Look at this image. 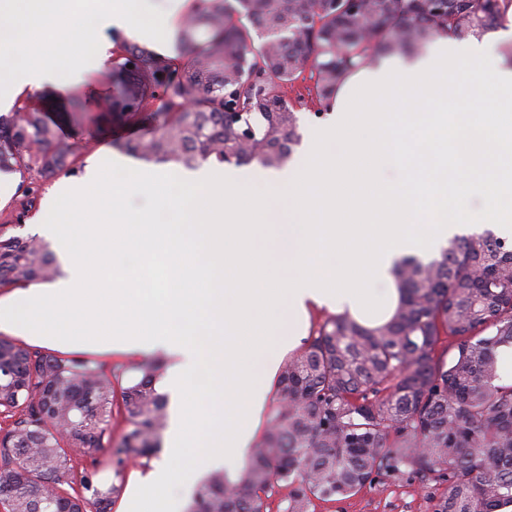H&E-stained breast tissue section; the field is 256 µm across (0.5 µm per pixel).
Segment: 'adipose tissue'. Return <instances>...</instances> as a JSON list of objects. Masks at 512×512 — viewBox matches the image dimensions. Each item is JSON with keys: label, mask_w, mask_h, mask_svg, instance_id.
<instances>
[{"label": "adipose tissue", "mask_w": 512, "mask_h": 512, "mask_svg": "<svg viewBox=\"0 0 512 512\" xmlns=\"http://www.w3.org/2000/svg\"><path fill=\"white\" fill-rule=\"evenodd\" d=\"M139 0H0V111L46 85L96 75L110 46L102 31L133 38Z\"/></svg>", "instance_id": "ef3b65f1"}]
</instances>
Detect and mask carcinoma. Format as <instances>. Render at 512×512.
I'll use <instances>...</instances> for the list:
<instances>
[{
  "mask_svg": "<svg viewBox=\"0 0 512 512\" xmlns=\"http://www.w3.org/2000/svg\"><path fill=\"white\" fill-rule=\"evenodd\" d=\"M512 0H191L164 58L112 37L108 108L161 117L142 140L112 143L155 165H288L301 142L288 90L305 84L316 115L361 68L423 54L443 36L495 30ZM39 178L80 169L76 148L21 104L0 116V164ZM29 182L18 217L35 206ZM59 274L37 236L0 229V286ZM391 317L367 326L329 317L284 361L279 411L234 480L215 472L188 512H315L403 472L444 490L434 512H495L512 503V383L497 350L512 346V241L486 228L454 237L429 261L394 270ZM161 364L114 379L74 355L43 353L0 336V507L4 512H112L120 474L161 448L167 399ZM123 424L112 441V420Z\"/></svg>",
  "mask_w": 512,
  "mask_h": 512,
  "instance_id": "1",
  "label": "carcinoma"
}]
</instances>
